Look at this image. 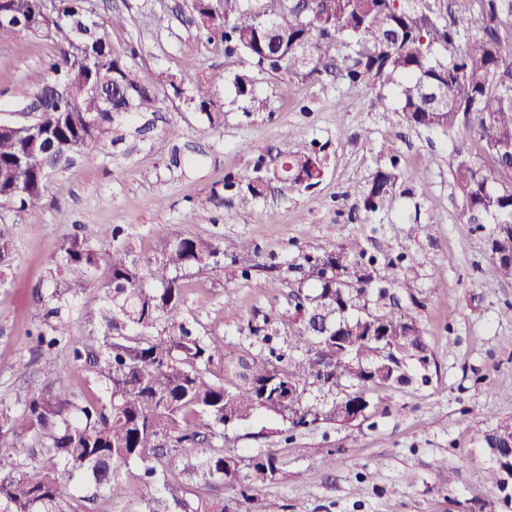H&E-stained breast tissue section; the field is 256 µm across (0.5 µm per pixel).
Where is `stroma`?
<instances>
[{"label": "stroma", "mask_w": 512, "mask_h": 512, "mask_svg": "<svg viewBox=\"0 0 512 512\" xmlns=\"http://www.w3.org/2000/svg\"><path fill=\"white\" fill-rule=\"evenodd\" d=\"M99 19L120 14L110 28L114 48L157 96L155 111L120 116L116 142L88 148L67 170L53 175L36 208L0 206V228L11 240V259L0 263V419L19 411L27 395L47 392L57 401L86 396L109 404L104 378L74 366V348L95 345L103 287L100 263L85 290L63 303L68 335L44 355L37 335L47 326L36 303L70 279L57 261L67 238L119 227L116 246L132 244L153 255L155 230L175 237L233 240L237 249L220 268L182 275L181 316L205 340L234 351L230 363L214 357L206 369L232 392L241 383L239 359L276 349L284 360L301 359L293 347L297 325L291 293L300 285L304 253L344 250L352 258L412 261L398 269L400 286L386 298L371 294L364 310L415 322L429 348L426 383L400 389L369 386L365 417L340 425L319 421L291 429L287 417L257 410L247 420L209 430L214 447L239 466L271 453L282 463L275 481H245L243 489L196 490L224 500L237 512L241 490L257 501L255 512H479L491 489L490 457L479 437L512 420V281L500 279L490 256L494 218L459 221L448 159L461 131L409 127L398 110L394 85L370 90L321 75L284 82L243 56H228L220 42L196 34L192 0H87ZM56 49L49 40L20 35L0 42V105L14 88H37ZM254 80L263 111L246 113L233 80ZM215 81L223 106L218 123L187 104L183 93ZM182 136L171 141L169 125ZM315 143L323 168L310 189L273 186L264 198L242 202L224 187L228 175L257 160L276 164L292 143ZM394 143L395 158L382 154ZM396 162L400 179L393 199L372 212L362 201L378 168ZM217 193L221 206L201 210L198 198ZM256 327L267 337L253 335ZM61 381L53 376L59 370ZM26 462L38 468L30 437L0 429V473ZM141 462L122 471L125 498H99L93 512H144L160 484L144 486ZM414 481H407V474Z\"/></svg>", "instance_id": "stroma-1"}]
</instances>
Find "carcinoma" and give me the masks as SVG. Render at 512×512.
Listing matches in <instances>:
<instances>
[{"label":"carcinoma","instance_id":"carcinoma-1","mask_svg":"<svg viewBox=\"0 0 512 512\" xmlns=\"http://www.w3.org/2000/svg\"><path fill=\"white\" fill-rule=\"evenodd\" d=\"M86 0H56L55 17L43 0H5V8L26 23L0 26V41L17 34L51 40L56 54L48 62L49 78L36 89L19 84L13 99L19 105L44 101L52 112L34 116L31 133L18 136L0 130V204L33 209L50 176L66 167L73 155L112 140V124L125 112H149L153 90L112 47L107 25L88 14ZM196 27L207 38L224 44L227 55H243L258 69L282 72L307 80L328 68L342 78L369 89L397 80L403 119L412 127L455 130L465 122L481 144V153L461 143L448 168L463 201L460 222L478 224L485 215L501 218L492 235L490 255L499 274L512 280V40L503 25L512 19V0H447L446 12H436L426 0H192ZM276 27L281 60H266L262 23ZM470 29L474 37L465 35ZM92 59L85 70L76 67ZM237 95L260 112L264 101L254 94L252 77L234 80ZM188 104L215 123L220 105L211 82L191 89ZM94 123L83 122V114ZM323 175L316 151L298 143L281 155L273 169L257 163L238 173L225 187L241 188L261 197L268 184L283 176L290 185ZM399 175L396 165L374 173L363 205L377 210L393 196ZM157 256L141 260L130 246L98 252L75 236L63 248L62 265L76 271L64 293L77 296L86 288L92 270L107 257L111 279L98 324L102 343L96 349H74V360L98 372L110 385V406L96 398L70 405L31 396L24 409L5 417L16 436L38 438L39 470L0 478V512H80L63 491L65 475H84L86 503L104 495L121 500L127 494L120 474L132 461L145 465V475L163 474L165 505L148 512H224L222 499L193 492L189 479L201 473L205 486H235L241 480L237 463L211 447L192 425L207 417L212 423L238 422L253 411H289L292 425L304 426L322 417L344 422L339 407L367 411L363 388L412 384L419 373L407 361L424 366L428 346L414 323L387 314L351 316L347 310L366 298L376 283L398 281L397 266L387 263L362 268L340 249L303 257L304 280L316 292L294 294L300 327L295 349L305 358L286 371L270 358L243 365V383L234 392L214 381L203 365L215 355L232 362L224 346L193 335L180 319V273L190 268H218L219 255L234 252L232 240L218 246L202 237H173L157 230ZM337 269L325 279V267ZM294 388L295 398L283 406L274 393ZM328 391L351 386L355 391L320 407L303 404L307 387ZM490 456L488 482L500 485L512 469V424L501 423L482 437ZM190 446L201 454L197 463L165 458L164 449ZM256 479L273 481L280 473L272 454L257 455L250 463Z\"/></svg>","mask_w":512,"mask_h":512}]
</instances>
